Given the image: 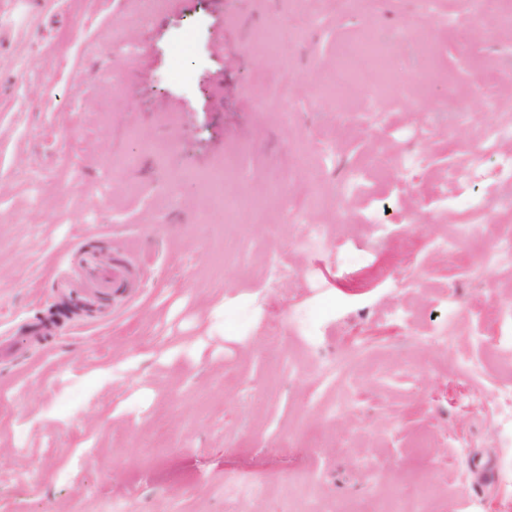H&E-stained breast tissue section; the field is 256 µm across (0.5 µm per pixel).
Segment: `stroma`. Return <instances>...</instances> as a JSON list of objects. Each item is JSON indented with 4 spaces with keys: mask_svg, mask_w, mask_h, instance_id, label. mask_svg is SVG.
Segmentation results:
<instances>
[{
    "mask_svg": "<svg viewBox=\"0 0 512 512\" xmlns=\"http://www.w3.org/2000/svg\"><path fill=\"white\" fill-rule=\"evenodd\" d=\"M483 9L0 0V512H512V434L458 413L453 382L460 359L502 368L490 313L512 314V265L474 270L512 242V184L456 262L436 248L456 224L438 193L471 191L448 173L497 119L474 86L512 100V25L475 22ZM271 26L284 59L254 50ZM394 30L401 70L432 49L433 83L379 94L368 74L329 93L342 45ZM280 66L284 91L263 79ZM224 166L246 203L207 223ZM305 224L366 263L299 250ZM78 238L135 262L138 299L31 339L79 277L59 260ZM452 296L455 335L431 345ZM324 304L306 336L301 314ZM246 473L266 483L242 500Z\"/></svg>",
    "mask_w": 512,
    "mask_h": 512,
    "instance_id": "35a3bbf8",
    "label": "stroma"
}]
</instances>
